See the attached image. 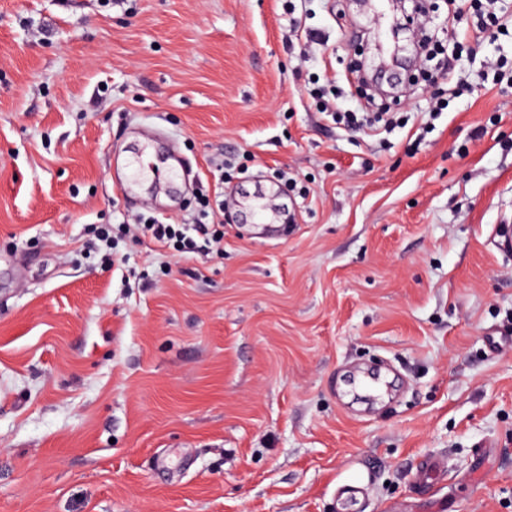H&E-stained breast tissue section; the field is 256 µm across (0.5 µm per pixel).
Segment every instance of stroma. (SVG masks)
I'll use <instances>...</instances> for the list:
<instances>
[{
  "label": "stroma",
  "mask_w": 512,
  "mask_h": 512,
  "mask_svg": "<svg viewBox=\"0 0 512 512\" xmlns=\"http://www.w3.org/2000/svg\"><path fill=\"white\" fill-rule=\"evenodd\" d=\"M470 87L371 139L305 88L378 27L324 0H0V512H512V86L430 0ZM327 43L302 62L290 18ZM238 164L220 180L222 157ZM222 184L224 249L123 231ZM110 229L125 256L90 245ZM442 472V462L439 458L429 456L424 458L417 468L416 486L421 493L428 492ZM357 485H344L336 491V512H366L371 480L359 479Z\"/></svg>",
  "instance_id": "obj_1"
}]
</instances>
